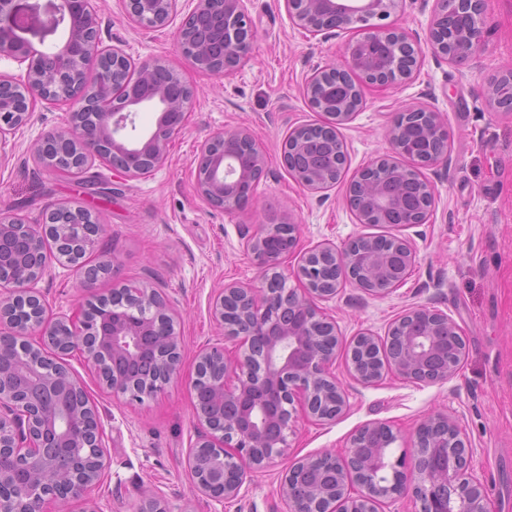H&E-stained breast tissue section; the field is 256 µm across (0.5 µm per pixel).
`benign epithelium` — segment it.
Listing matches in <instances>:
<instances>
[{"mask_svg":"<svg viewBox=\"0 0 512 512\" xmlns=\"http://www.w3.org/2000/svg\"><path fill=\"white\" fill-rule=\"evenodd\" d=\"M24 2L0 0V57L12 59L23 70L17 78L0 79L9 87L8 94L0 96V147L28 124L36 102L47 100L68 109L67 127L47 135L72 147L65 159L46 161L58 175L86 170L98 157L99 143L116 159L112 170L122 176H143L161 167L172 139L184 129L195 87L173 72L172 83L183 89L176 95L149 82L155 70L168 69L161 60L133 65L121 49L104 45L93 0H47L43 13ZM179 2L125 0V14L142 29L164 28L178 15ZM399 2L284 0L294 24L313 36L344 27L355 32L345 47L343 81L325 86L324 73L336 71L334 65L316 70L305 81L304 93L314 103L313 110L329 119L324 129L336 130L363 108L364 86L387 89L417 72L424 55L420 41L401 30L371 24ZM484 25V0H437L427 48L450 60L468 55L480 44ZM59 31L62 44L43 48ZM192 38L195 47L187 57L197 69L213 74L237 69L255 39L244 0H195L177 31L181 51ZM146 106L159 115L154 129L137 137L136 115ZM415 112L422 114L421 136L426 140L446 131L440 113L421 107ZM387 138L392 155L361 168L348 182L346 203L360 224L372 223L374 215L388 224L404 208L396 193L364 177L381 165L394 175L403 173L404 129L398 122L388 127ZM308 145L305 126L289 129L282 142L285 167L307 190L336 186V172L308 156ZM199 152L207 166L197 167L196 191L214 208L232 210L249 201L266 174L265 154L243 127L211 137ZM416 191L424 209L403 218L401 227L430 219L434 194L422 175L417 176ZM81 213L75 217L57 205L49 209L44 223L27 224L0 211V238L15 237L21 244L19 272L0 277V328L9 329L11 336L42 340L8 370L3 361L13 358V352L0 349V458L24 455L44 475L37 483L0 469V484L10 486V494L0 495V512H48L45 505L50 502L83 497L103 470L96 407L56 355L79 351L103 385L133 399L163 392L181 365L184 346L165 298L143 285L138 307L111 309L109 299L93 288L95 270L84 267L81 259L67 264L80 272L82 287L98 306L95 317L86 304L61 319L46 316V304L34 285L57 258L48 244L58 248L76 238L87 251L99 246L103 225L89 208ZM242 240L262 269L261 286L227 284L212 301L211 315L218 326H224L229 310L238 316L239 326L229 339L239 342L243 351L232 358L222 347L196 352L195 379L206 377L210 397L193 402L202 432L186 460L194 491L224 500L238 498L248 478L285 455L288 434L298 418L327 423L346 410L344 392L328 372L343 341L336 323L320 313L316 301L336 297L346 281L383 297L403 284L417 261L416 251L402 239L403 270L398 273L376 252L374 236L361 235L340 248L326 242L299 255L302 288H289L279 268L283 257L297 249L298 225L259 224ZM315 258L337 270L338 277L307 276L305 267ZM20 303L30 308L27 323L13 318ZM442 331L461 335L447 315L415 308L391 323L386 343L371 332L351 341L380 347L382 362L358 360L351 348L346 355L354 376L365 384L379 382L389 371L410 381L443 382L458 372L462 358H444ZM419 427L429 435L412 443L409 465L390 460L389 448L399 435L385 423L371 422L353 435L346 456H333L330 479L300 482L313 457L296 458L286 467L278 493L289 512H378L382 500L401 495L413 497L419 512H488L487 490L471 471V449L457 421L434 412Z\"/></svg>","mask_w":512,"mask_h":512,"instance_id":"1","label":"benign epithelium"}]
</instances>
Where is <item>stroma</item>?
<instances>
[{
    "label": "stroma",
    "instance_id": "obj_1",
    "mask_svg": "<svg viewBox=\"0 0 512 512\" xmlns=\"http://www.w3.org/2000/svg\"><path fill=\"white\" fill-rule=\"evenodd\" d=\"M101 39L131 59L158 57L197 90L182 133L165 163L127 178L95 161L88 178H65L34 160L31 147L66 124V108L37 103L30 122L0 150V209L25 223H43L49 208L68 204L96 209L103 253L112 273L97 280L106 295L126 284H148L178 313L185 347L178 376L155 397L140 401L100 385L79 354L63 364L82 380L97 406L107 465L85 500L61 512H135L143 491L158 496L167 512H287L277 487L288 459L347 450L362 425L380 421L399 434L391 448L400 457L416 426L432 411L455 417L472 448V469L484 483L489 512H512V112L487 104L489 80L512 66V0H485L486 24L479 47L460 60L425 53L418 72L389 89L365 87L366 105L338 132L356 172L389 151L385 134L411 106L440 112L450 136V160L424 168L435 189L426 224L391 228L357 223L347 209L345 183L322 191L301 188L282 163L289 128L322 122L303 84L316 68L343 65L349 29L312 37L290 20L283 0H245L256 38L248 61L229 75L197 70L176 47L177 23L158 31L131 25L123 0H95ZM435 0H403L379 27H396L425 38ZM245 127L267 156V174L252 199L236 210L212 208L195 190L200 144L227 128ZM290 221L299 226V252L364 235L408 241L417 253L409 279L376 298L347 284L335 298L319 301L340 336L369 331L384 336L401 313L426 306L451 317L461 329L465 355L457 375L444 382H411L396 375L365 385L353 379L345 356L329 371L341 383L347 410L319 425L299 418L289 436L287 459L251 481L238 499L193 494L186 456L196 441L192 382L196 350L230 346L213 321L210 304L227 283L259 286L260 271L242 249L243 233L258 224ZM37 288L50 317L70 314L87 295L69 267L53 264Z\"/></svg>",
    "mask_w": 512,
    "mask_h": 512
}]
</instances>
